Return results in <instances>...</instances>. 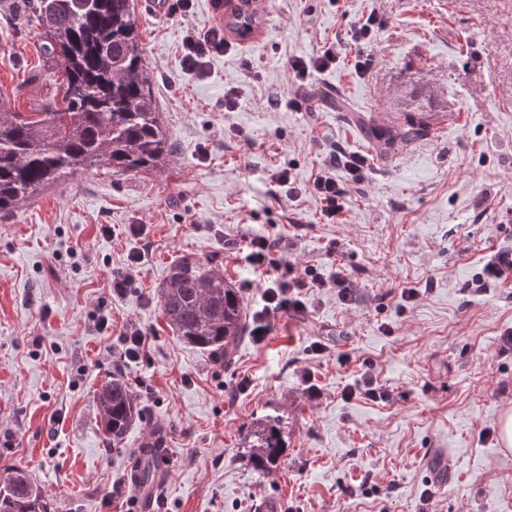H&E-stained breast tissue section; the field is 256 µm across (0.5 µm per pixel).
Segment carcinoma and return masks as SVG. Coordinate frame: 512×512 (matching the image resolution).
I'll list each match as a JSON object with an SVG mask.
<instances>
[{
  "mask_svg": "<svg viewBox=\"0 0 512 512\" xmlns=\"http://www.w3.org/2000/svg\"><path fill=\"white\" fill-rule=\"evenodd\" d=\"M35 19L48 54L58 62L57 93L37 112L0 105V216L81 171L109 165L120 173L153 171L170 161L162 122L139 39L134 0H22L18 21ZM255 14L235 10L224 27L254 26ZM356 122L372 150L386 155L395 142L417 138L411 124L394 137L362 116ZM169 327L185 343L229 365L249 331L245 298L209 260L181 257L159 288ZM108 444L118 443L142 417L132 391L115 378L95 395ZM245 458L261 475L280 466L284 441L277 416L262 419L245 444ZM0 512H51L26 472L7 468L0 479Z\"/></svg>",
  "mask_w": 512,
  "mask_h": 512,
  "instance_id": "carcinoma-1",
  "label": "carcinoma"
}]
</instances>
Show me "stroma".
Here are the masks:
<instances>
[{
  "label": "stroma",
  "mask_w": 512,
  "mask_h": 512,
  "mask_svg": "<svg viewBox=\"0 0 512 512\" xmlns=\"http://www.w3.org/2000/svg\"><path fill=\"white\" fill-rule=\"evenodd\" d=\"M13 2L0 0V103L32 112L56 94L55 61ZM215 2L174 14L137 0L171 161L76 173L0 218V469L28 472L52 512H115L108 491L157 435L171 459L159 512H512V450L499 434L512 409V281L472 284L490 255L512 249V0H263L251 39L230 35L206 76L185 74L184 32L223 25ZM372 14L384 29L358 47L351 31ZM330 41L343 50L311 78L313 111L289 109V59ZM363 53L374 59L364 75ZM357 114L427 132L380 158ZM334 148L369 165L342 223H324L309 195L267 206L273 169L308 185ZM132 224L145 235L130 236ZM250 230L290 241L280 275L342 266L356 292L348 304L311 292L305 312L263 344L245 339L226 367L177 339L157 290L193 255L254 306L264 272L241 258ZM125 272L127 295L110 298ZM406 287L414 301L401 300ZM101 311L113 330L150 337L147 360L116 365L93 329ZM366 372L390 402L343 399ZM117 376L143 415L110 448L94 393ZM269 414L284 419L286 450L263 478L241 455Z\"/></svg>",
  "instance_id": "35a3bbf8"
}]
</instances>
